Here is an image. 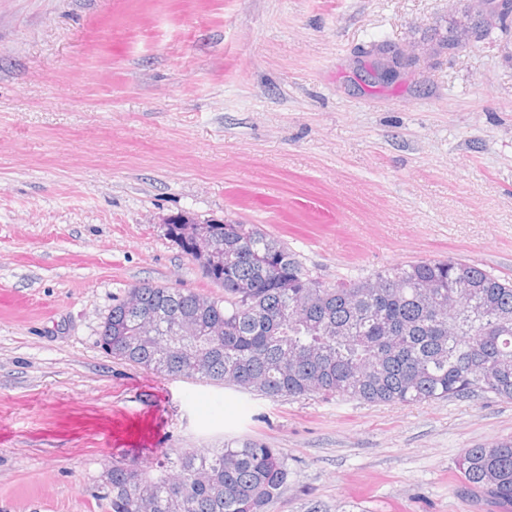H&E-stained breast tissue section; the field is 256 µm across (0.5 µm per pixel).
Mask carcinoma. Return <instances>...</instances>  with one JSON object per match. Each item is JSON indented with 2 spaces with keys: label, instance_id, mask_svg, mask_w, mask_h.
Listing matches in <instances>:
<instances>
[{
  "label": "carcinoma",
  "instance_id": "carcinoma-1",
  "mask_svg": "<svg viewBox=\"0 0 512 512\" xmlns=\"http://www.w3.org/2000/svg\"><path fill=\"white\" fill-rule=\"evenodd\" d=\"M474 23L435 29L447 49ZM224 262L207 279L213 298L149 283L128 290L142 308L193 319L196 335L140 336L124 300L112 304L100 346L112 358L161 376L222 382L270 398L341 397L413 405L493 395L512 400V279L448 257L394 265L325 284L296 253L255 224L209 225ZM186 254L187 225H167ZM170 352L168 365L157 352ZM460 492L512 512V437L465 449ZM288 455L253 438L204 451H156L148 466L113 462L108 512H268L287 484Z\"/></svg>",
  "mask_w": 512,
  "mask_h": 512
}]
</instances>
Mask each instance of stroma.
Segmentation results:
<instances>
[{"instance_id":"obj_1","label":"stroma","mask_w":512,"mask_h":512,"mask_svg":"<svg viewBox=\"0 0 512 512\" xmlns=\"http://www.w3.org/2000/svg\"><path fill=\"white\" fill-rule=\"evenodd\" d=\"M465 0H0V512H105V468L254 438L269 512H496L456 490L512 401L270 398L106 355L143 282L224 291L180 211L258 225L326 283L416 260L512 278V25L368 83ZM428 52L429 48L427 45L414 42L405 49L398 50L397 58L394 57V54L390 55L386 52L377 53L371 60L372 76L380 81H392L400 75L398 61L401 57L416 59L418 56L426 55Z\"/></svg>"}]
</instances>
